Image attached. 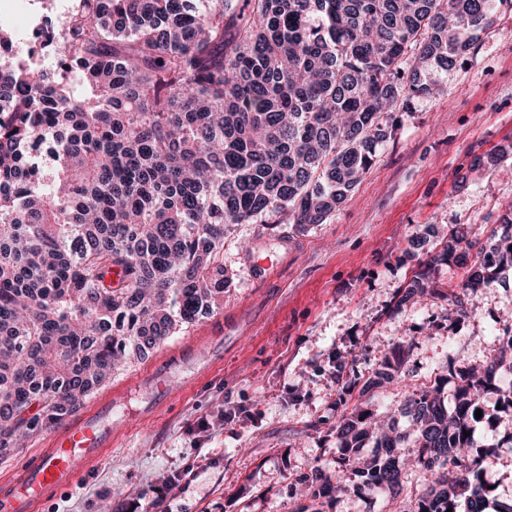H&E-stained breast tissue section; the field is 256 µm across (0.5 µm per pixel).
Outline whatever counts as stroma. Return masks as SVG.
Instances as JSON below:
<instances>
[{"label":"stroma","instance_id":"stroma-1","mask_svg":"<svg viewBox=\"0 0 512 512\" xmlns=\"http://www.w3.org/2000/svg\"><path fill=\"white\" fill-rule=\"evenodd\" d=\"M433 94L403 112L360 185L324 223L232 224L224 233V303L149 351L119 365L111 386L132 387L129 433L46 512H135L141 493L182 470L171 512H297L310 505L300 479L320 469L336 478V426L353 409L409 434L403 413L422 375L451 403L458 371L482 368L512 333V267L487 287L464 289L478 248L495 244L512 208V7H499L463 60L435 74ZM277 276L252 279L246 258L281 251ZM458 238L427 294L401 302L419 263ZM466 295L456 313L450 295ZM217 337L223 366L189 395L172 379V401L136 419L138 374L168 351ZM401 350L400 382L366 389L386 357ZM489 415L472 440L494 453V495L512 500V409L499 407L512 377L496 375ZM210 430L199 429L200 421ZM422 478L399 488L340 494L326 512H412Z\"/></svg>","mask_w":512,"mask_h":512}]
</instances>
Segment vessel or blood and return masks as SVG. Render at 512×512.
<instances>
[{"mask_svg": "<svg viewBox=\"0 0 512 512\" xmlns=\"http://www.w3.org/2000/svg\"><path fill=\"white\" fill-rule=\"evenodd\" d=\"M181 361V352L167 354L158 367L140 375L138 385L165 393L159 373ZM124 394L121 388L108 391L89 407L77 410L12 476L1 479L0 512H41L48 497L72 487L80 471L97 462L114 442L118 433L115 419L122 410Z\"/></svg>", "mask_w": 512, "mask_h": 512, "instance_id": "vessel-or-blood-1", "label": "vessel or blood"}]
</instances>
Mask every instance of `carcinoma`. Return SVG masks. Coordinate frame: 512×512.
<instances>
[{
	"mask_svg": "<svg viewBox=\"0 0 512 512\" xmlns=\"http://www.w3.org/2000/svg\"><path fill=\"white\" fill-rule=\"evenodd\" d=\"M504 2L73 0L60 70L0 66V455L224 301L225 225L324 223L373 166L383 122L415 109L431 71L455 67ZM456 245L414 272L401 302ZM504 264L512 231L464 287ZM509 352L512 335L458 375L451 413L433 388L407 397L414 463L442 471L416 512H484L493 455L464 432ZM402 364L397 351L377 382ZM371 435L378 455L363 461ZM336 438L340 489L398 481L404 434L351 414ZM302 484L314 502L334 492Z\"/></svg>",
	"mask_w": 512,
	"mask_h": 512,
	"instance_id": "obj_1",
	"label": "carcinoma"
}]
</instances>
